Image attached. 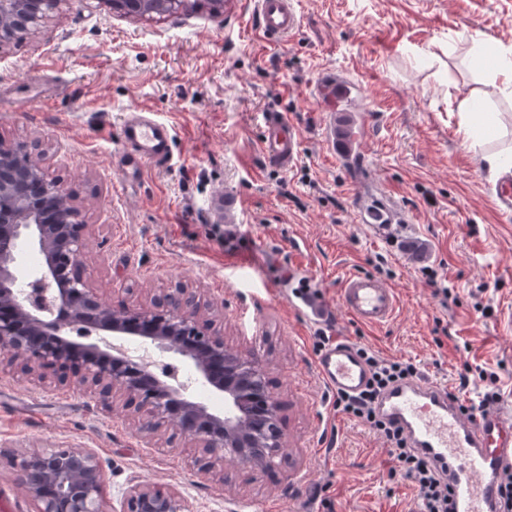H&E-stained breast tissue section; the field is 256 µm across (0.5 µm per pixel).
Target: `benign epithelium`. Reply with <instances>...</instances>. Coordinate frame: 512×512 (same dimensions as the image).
Listing matches in <instances>:
<instances>
[{"label":"benign epithelium","mask_w":512,"mask_h":512,"mask_svg":"<svg viewBox=\"0 0 512 512\" xmlns=\"http://www.w3.org/2000/svg\"><path fill=\"white\" fill-rule=\"evenodd\" d=\"M61 0H0V53L17 31H36ZM112 7L146 16L156 0H112ZM51 145L41 137L0 138V372L20 374L34 385L72 386L104 410L115 401L136 424L148 448L172 446L176 436L197 451L198 473L224 480V462L272 469L287 439L281 403L268 392L266 369L253 354L227 345L216 322L221 313L200 288L152 293L138 306L116 308L84 273L89 228L86 202L44 163ZM29 245L43 256L37 275L20 282L16 262ZM139 338L144 355L129 351ZM189 363L155 364L149 348ZM224 394L225 411L209 412L192 399L194 387ZM262 393L266 426L257 430L241 398ZM14 479L35 512H106L105 473L89 448L48 444L11 454ZM121 512H186L174 487L135 483Z\"/></svg>","instance_id":"benign-epithelium-1"}]
</instances>
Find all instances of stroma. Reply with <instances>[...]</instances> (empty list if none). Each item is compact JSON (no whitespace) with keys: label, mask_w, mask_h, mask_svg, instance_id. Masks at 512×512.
I'll return each instance as SVG.
<instances>
[{"label":"stroma","mask_w":512,"mask_h":512,"mask_svg":"<svg viewBox=\"0 0 512 512\" xmlns=\"http://www.w3.org/2000/svg\"><path fill=\"white\" fill-rule=\"evenodd\" d=\"M294 6L298 28L272 44L255 0L146 17L62 0L0 55V137L48 138L47 166L91 202V280L115 304L180 283L203 289L224 311L226 342L262 360L283 404L288 459L267 472L226 462L224 486L202 479L187 449L144 447L122 408L0 375V445L94 449L111 512L136 482L175 487L188 512H419L385 440L337 411L318 381L319 330L293 306L300 287L331 305L332 336L453 390L468 376L471 398L486 372L512 412V214L479 160L512 152V98L460 62L471 46L512 45V0ZM473 94L482 108L463 116ZM135 107L172 127L173 146L168 166L131 180L119 132ZM269 112L299 129L290 169L261 154ZM225 194L241 206L221 224L213 204ZM364 208L398 220L361 223ZM358 272L393 289L386 323L361 325L342 306V283Z\"/></svg>","instance_id":"obj_1"}]
</instances>
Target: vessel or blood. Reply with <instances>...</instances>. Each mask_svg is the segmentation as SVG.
Masks as SVG:
<instances>
[{
    "label": "vessel or blood",
    "mask_w": 512,
    "mask_h": 512,
    "mask_svg": "<svg viewBox=\"0 0 512 512\" xmlns=\"http://www.w3.org/2000/svg\"><path fill=\"white\" fill-rule=\"evenodd\" d=\"M257 13L268 39L287 37L298 27L293 0H257ZM172 140V128L141 108L132 110L121 125L120 146L137 169L166 164ZM300 146V133L286 114H266L260 150L269 163L293 167ZM340 298L345 309L366 325L386 322L396 307L393 290L369 274L347 278ZM314 368L319 381L339 394L359 393L370 378L356 346L344 339L321 350ZM377 410L401 429L409 447L447 465L450 512H489L497 496L496 476L512 463V413L488 408L468 416L446 386L423 378L390 386L380 396Z\"/></svg>",
    "instance_id": "obj_1"
}]
</instances>
